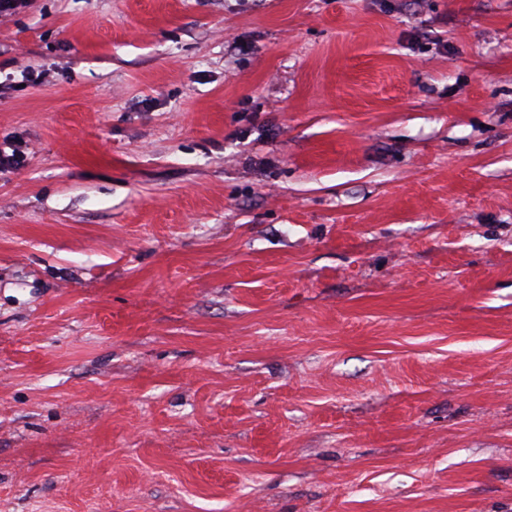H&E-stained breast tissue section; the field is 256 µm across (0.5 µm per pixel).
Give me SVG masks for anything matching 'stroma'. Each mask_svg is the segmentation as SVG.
Segmentation results:
<instances>
[{
	"instance_id": "stroma-1",
	"label": "stroma",
	"mask_w": 512,
	"mask_h": 512,
	"mask_svg": "<svg viewBox=\"0 0 512 512\" xmlns=\"http://www.w3.org/2000/svg\"><path fill=\"white\" fill-rule=\"evenodd\" d=\"M0 512H512V0L0 18Z\"/></svg>"
}]
</instances>
